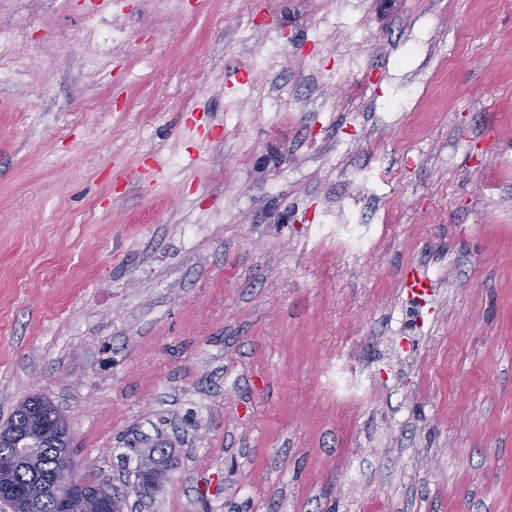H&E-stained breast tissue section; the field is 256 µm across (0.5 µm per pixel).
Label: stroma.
Returning a JSON list of instances; mask_svg holds the SVG:
<instances>
[{"label": "stroma", "mask_w": 512, "mask_h": 512, "mask_svg": "<svg viewBox=\"0 0 512 512\" xmlns=\"http://www.w3.org/2000/svg\"><path fill=\"white\" fill-rule=\"evenodd\" d=\"M14 21L0 422L52 400L124 512H512V0ZM385 213L364 253L316 235Z\"/></svg>", "instance_id": "35a3bbf8"}]
</instances>
